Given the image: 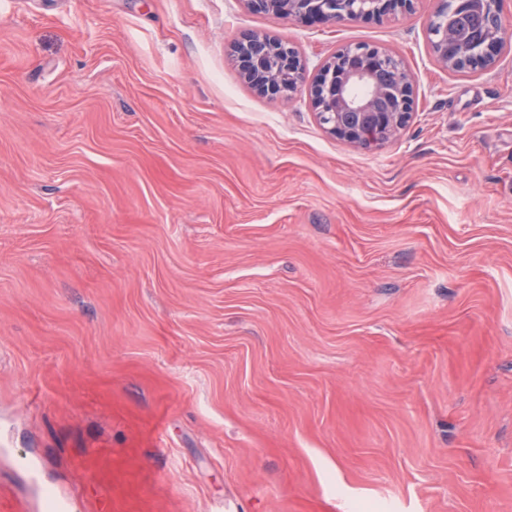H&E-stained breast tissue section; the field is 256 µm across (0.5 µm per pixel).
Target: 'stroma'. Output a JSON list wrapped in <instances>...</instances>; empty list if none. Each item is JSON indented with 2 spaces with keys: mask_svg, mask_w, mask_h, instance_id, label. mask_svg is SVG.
I'll return each instance as SVG.
<instances>
[{
  "mask_svg": "<svg viewBox=\"0 0 512 512\" xmlns=\"http://www.w3.org/2000/svg\"><path fill=\"white\" fill-rule=\"evenodd\" d=\"M440 0L294 24L245 0H0V492L99 512H512V0L465 73ZM300 53L291 100L230 46ZM415 78L360 148L306 85ZM501 28V17L499 9L492 5L482 6L479 11L466 17L458 23L457 26H449L447 30V19L439 32L433 31V39L430 41L431 49L436 61L446 69L464 70L467 68H477L473 63V58L469 55L468 49L461 52L456 64V59L448 58V42H458L463 30H468L471 35V41L480 40L492 32H497ZM503 42L502 33L497 32L490 42L486 45L476 47L473 52L477 57L490 60L493 63L494 58L499 54L501 43ZM324 61L317 78L308 87L316 115L326 131L351 144L367 147L395 138L407 125L413 110L414 77L405 69L389 88L371 85L374 68L386 62L391 52L372 46L351 50L346 57L336 55ZM345 58H358L341 81L332 84L336 67ZM363 87V93L356 88ZM394 97L398 107L389 112L380 100Z\"/></svg>",
  "mask_w": 512,
  "mask_h": 512,
  "instance_id": "stroma-1",
  "label": "stroma"
}]
</instances>
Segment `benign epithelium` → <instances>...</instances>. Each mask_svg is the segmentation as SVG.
Masks as SVG:
<instances>
[{"label":"benign epithelium","mask_w":512,"mask_h":512,"mask_svg":"<svg viewBox=\"0 0 512 512\" xmlns=\"http://www.w3.org/2000/svg\"><path fill=\"white\" fill-rule=\"evenodd\" d=\"M252 10L270 13L286 21L316 19L324 24H339L355 19L406 12L412 0H245ZM502 33L472 52L487 60L499 54ZM436 61L455 69L456 59L448 57L447 27L434 33L430 41ZM236 63L244 79L257 91L276 97L296 92L302 82L301 56L290 45L282 47L254 34L236 43ZM391 57L389 51L367 46L353 49L347 58L357 59L341 81L333 83L336 67L342 60L324 61L317 78L308 87L316 115L326 131L351 144L367 147L395 138L407 125L413 110L414 77L402 72L389 88L371 85L374 68Z\"/></svg>","instance_id":"7a95c632"}]
</instances>
